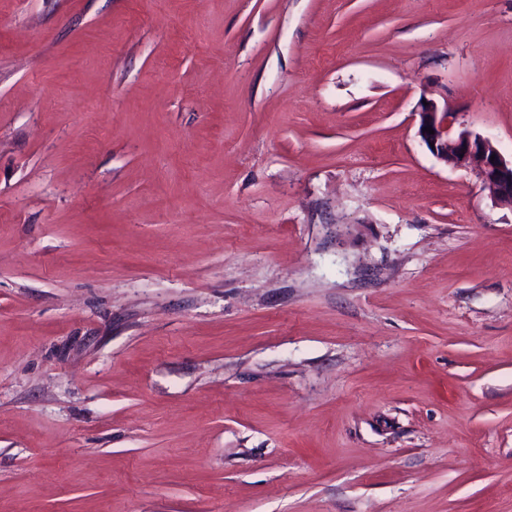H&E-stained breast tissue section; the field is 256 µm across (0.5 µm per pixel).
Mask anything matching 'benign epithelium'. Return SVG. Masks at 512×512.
<instances>
[{"instance_id": "obj_1", "label": "benign epithelium", "mask_w": 512, "mask_h": 512, "mask_svg": "<svg viewBox=\"0 0 512 512\" xmlns=\"http://www.w3.org/2000/svg\"><path fill=\"white\" fill-rule=\"evenodd\" d=\"M419 133L430 152L454 169H473L496 205L512 207V160H506L487 137L453 131L454 113L429 101L421 105ZM430 127L434 133L425 132Z\"/></svg>"}]
</instances>
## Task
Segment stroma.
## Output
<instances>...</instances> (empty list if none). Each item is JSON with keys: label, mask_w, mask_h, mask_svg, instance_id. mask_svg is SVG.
<instances>
[{"label": "stroma", "mask_w": 512, "mask_h": 512, "mask_svg": "<svg viewBox=\"0 0 512 512\" xmlns=\"http://www.w3.org/2000/svg\"><path fill=\"white\" fill-rule=\"evenodd\" d=\"M512 0H0V512H512ZM419 116L420 136L440 162L454 169H474L491 201L512 207V158L507 161L487 137L466 129L454 132V113L448 106L440 110L427 101V105H421ZM426 127H431L434 134L425 132Z\"/></svg>", "instance_id": "stroma-1"}]
</instances>
